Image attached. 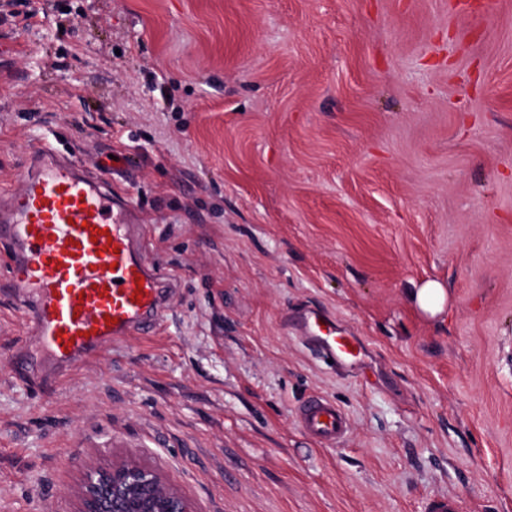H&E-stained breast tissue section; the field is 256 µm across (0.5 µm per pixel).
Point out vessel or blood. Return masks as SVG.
I'll return each mask as SVG.
<instances>
[{
	"label": "vessel or blood",
	"instance_id": "obj_1",
	"mask_svg": "<svg viewBox=\"0 0 512 512\" xmlns=\"http://www.w3.org/2000/svg\"><path fill=\"white\" fill-rule=\"evenodd\" d=\"M24 170L19 188L0 195V244L11 267L0 292L20 288L32 298L34 341L53 353L63 372L130 337L157 333L174 281L146 257L145 230L134 222L132 202L113 195L105 178L90 177L85 164L65 158L46 136L31 145ZM292 329L333 367L361 366L362 344L337 334L326 313L304 309ZM296 417L325 448L340 446L351 430L348 413L323 396L303 400Z\"/></svg>",
	"mask_w": 512,
	"mask_h": 512
}]
</instances>
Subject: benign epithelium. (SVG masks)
Wrapping results in <instances>:
<instances>
[{
	"instance_id": "benign-epithelium-1",
	"label": "benign epithelium",
	"mask_w": 512,
	"mask_h": 512,
	"mask_svg": "<svg viewBox=\"0 0 512 512\" xmlns=\"http://www.w3.org/2000/svg\"><path fill=\"white\" fill-rule=\"evenodd\" d=\"M75 512H199L156 468L135 459L84 463Z\"/></svg>"
}]
</instances>
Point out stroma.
Returning a JSON list of instances; mask_svg holds the SVG:
<instances>
[{
    "instance_id": "stroma-1",
    "label": "stroma",
    "mask_w": 512,
    "mask_h": 512,
    "mask_svg": "<svg viewBox=\"0 0 512 512\" xmlns=\"http://www.w3.org/2000/svg\"><path fill=\"white\" fill-rule=\"evenodd\" d=\"M457 2L0 0V191L48 133L121 158L179 286L64 374L0 296V512H74L84 461L126 456L201 512H512V0ZM307 307L368 378L287 330ZM312 394L340 447L299 429ZM447 297L446 288L438 280L423 282L412 295L417 308L429 317H436L443 313ZM301 430L324 448L340 446L351 430L348 413L324 396H310L296 410Z\"/></svg>"
}]
</instances>
